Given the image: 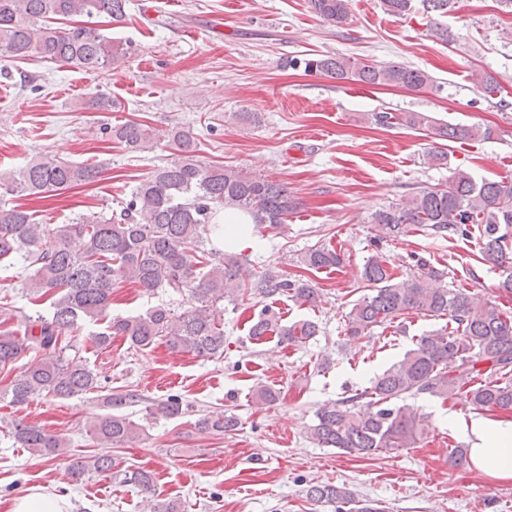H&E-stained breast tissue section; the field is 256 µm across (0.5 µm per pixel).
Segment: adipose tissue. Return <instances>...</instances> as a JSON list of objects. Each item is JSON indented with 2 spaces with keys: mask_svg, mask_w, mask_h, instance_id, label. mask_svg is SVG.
<instances>
[{
  "mask_svg": "<svg viewBox=\"0 0 512 512\" xmlns=\"http://www.w3.org/2000/svg\"><path fill=\"white\" fill-rule=\"evenodd\" d=\"M469 462L489 477L512 480V421L478 417L466 434Z\"/></svg>",
  "mask_w": 512,
  "mask_h": 512,
  "instance_id": "adipose-tissue-1",
  "label": "adipose tissue"
}]
</instances>
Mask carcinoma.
Masks as SVG:
<instances>
[{
  "label": "carcinoma",
  "mask_w": 512,
  "mask_h": 512,
  "mask_svg": "<svg viewBox=\"0 0 512 512\" xmlns=\"http://www.w3.org/2000/svg\"><path fill=\"white\" fill-rule=\"evenodd\" d=\"M125 6L126 0H0V49L13 58L37 56L96 75L125 57L127 49L88 25V20L103 17L118 24L125 18ZM310 6L331 24H341L348 17L349 0H310ZM50 20L68 24L52 26ZM304 68L340 82L409 90L435 83L422 69L336 55L307 59ZM394 119L409 127H431L448 141L489 139L494 133L487 127L440 123L423 112L374 115L381 125H390ZM110 132L133 150H150L155 140L151 128L138 120H128ZM168 138L178 158L136 185L115 220L82 213L71 223L50 229L37 222L30 208L0 206V261L8 260L29 272L22 280L21 294L30 304L48 303L46 312L27 317L26 336L0 330V373L13 374L0 388V400L7 398L10 404L22 406L46 397L80 399L99 390L97 374L85 361L64 356L69 344L63 338L87 321L109 319L103 330L92 333L98 347L110 346L114 336H123L142 350L163 339L176 353L219 358L224 354V328L216 313L224 301L235 302L249 293L262 299L284 296L317 305L320 295L303 279L291 280L271 271L256 275L239 257L206 250L220 209L247 213L256 224H283L294 210L288 187L220 164L202 163L198 143L188 130L174 127ZM101 174L94 165L37 158L15 173L0 174V191L44 202L57 191L90 185ZM370 223L388 236L403 235L416 227L450 237H468L475 230L481 260L500 270L499 288L512 293V183L478 182L458 169L448 178V186L425 188L402 203L380 208L371 214ZM301 263L315 271L338 268L344 255L322 246L307 251ZM421 267L425 271L403 277L394 275L387 261L377 255L363 265L360 280L368 293L347 313L350 335L362 336L375 327L391 325L410 312L448 322L419 336L414 347L370 386L319 408L310 428L317 445L358 459H370L382 450L412 448L423 435V417L406 399L419 394L446 400L463 390L475 410L512 413V313L462 286L443 284L445 270L425 263ZM118 280L146 294L160 288L173 294L187 291L193 304L180 313L155 306L141 315L113 317L112 288ZM318 332V324L311 320L282 324L278 313L267 306L250 327L255 339L275 335L278 343L289 346L304 343ZM32 352L39 355V361L29 366L23 359ZM142 402L144 398L132 389L103 395L108 412L90 428L97 446L109 450L138 441L142 426L127 409ZM182 411L177 395L145 406L146 415L155 420ZM237 424L233 415L197 420L198 428L216 434L231 431ZM11 433L22 447L43 458L57 457L62 448L52 431L21 419L13 420ZM69 471L76 482L94 474H112L144 494L146 512H182L178 501L159 497L150 472L120 470L107 452L74 457ZM306 495L336 505V512H384L376 501L357 499L346 488L331 484L311 486Z\"/></svg>",
  "instance_id": "1"
}]
</instances>
